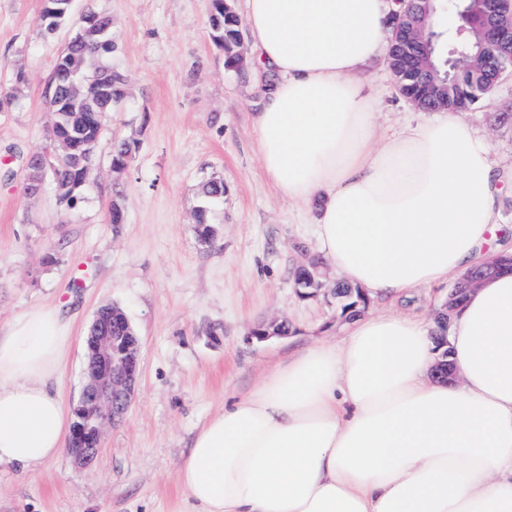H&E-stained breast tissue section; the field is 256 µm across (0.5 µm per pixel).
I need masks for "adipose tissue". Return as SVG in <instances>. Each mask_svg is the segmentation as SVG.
<instances>
[{
	"mask_svg": "<svg viewBox=\"0 0 512 512\" xmlns=\"http://www.w3.org/2000/svg\"><path fill=\"white\" fill-rule=\"evenodd\" d=\"M387 0H245L257 64L278 76L252 125L266 177L316 206L320 255L395 301L487 262L500 177L453 115L378 143L358 69L387 52ZM70 336L38 309L0 328V465L63 451L57 373ZM459 379L435 378L434 324L352 318L213 415L176 472V512H512V270L465 296L448 329Z\"/></svg>",
	"mask_w": 512,
	"mask_h": 512,
	"instance_id": "ef3b65f1",
	"label": "adipose tissue"
}]
</instances>
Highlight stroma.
<instances>
[{
	"mask_svg": "<svg viewBox=\"0 0 512 512\" xmlns=\"http://www.w3.org/2000/svg\"><path fill=\"white\" fill-rule=\"evenodd\" d=\"M112 20L108 62L128 78L127 95L103 115L91 174L74 208L53 181L26 193V158L53 121L42 95L57 55L86 7ZM44 0H0V88L26 83L0 105V326L51 307L72 336L61 394L84 381V337L97 308H123L140 338L141 376L125 418L107 426L90 465L68 454L23 473L0 465V512H173L182 496L176 468L201 425L303 346L342 341L350 324L323 298L304 299L293 268L316 254L313 208L301 209L266 178L251 114L269 72L241 79L211 39L207 0H75L53 34L37 31ZM380 105L377 139L422 116L397 91L385 57L361 71ZM461 120L491 144L504 180L498 230L486 251L512 249V76ZM136 144L123 173L112 142ZM224 181L209 220L213 245L195 230L202 181ZM126 221L113 232L112 201ZM288 320L265 342L256 325Z\"/></svg>",
	"mask_w": 512,
	"mask_h": 512,
	"instance_id": "obj_1",
	"label": "stroma"
}]
</instances>
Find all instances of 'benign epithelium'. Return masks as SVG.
<instances>
[{"label":"benign epithelium","mask_w":512,"mask_h":512,"mask_svg":"<svg viewBox=\"0 0 512 512\" xmlns=\"http://www.w3.org/2000/svg\"><path fill=\"white\" fill-rule=\"evenodd\" d=\"M400 9L388 22L393 37L391 48L404 53L402 74L414 81L417 93L404 95L415 107L427 108L430 99H445L453 95L454 72L457 58L448 57V73L439 80L428 58L433 51L432 33L438 31L439 14L437 0H396ZM463 25L457 35L469 32L476 35L475 42L467 48L466 56L471 66L478 69L479 86L472 92L478 99L493 91L502 81L507 67H512V54L496 55L493 49H512V0H448ZM479 17L476 29H470L473 16ZM495 262L487 264L479 273L463 275V288H452L446 301L436 312L435 318L441 329L438 348L441 349L435 372L441 378L452 376L448 365L447 329L450 314L464 295L475 289L481 281L497 272ZM111 306L99 308L86 337V363L84 383L73 405L74 421L67 453L77 465H88L95 459L106 426L113 424L129 406L139 374V348L137 336H116L112 332ZM281 322L271 321L250 332L259 342L280 334Z\"/></svg>","instance_id":"1"}]
</instances>
